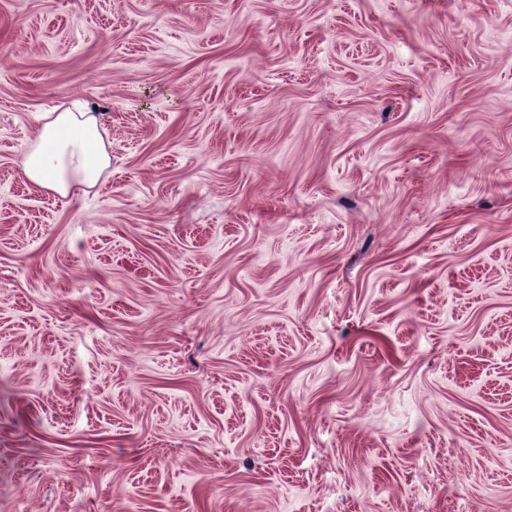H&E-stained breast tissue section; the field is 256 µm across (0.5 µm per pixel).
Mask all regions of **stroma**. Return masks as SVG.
I'll list each match as a JSON object with an SVG mask.
<instances>
[{"label":"stroma","mask_w":512,"mask_h":512,"mask_svg":"<svg viewBox=\"0 0 512 512\" xmlns=\"http://www.w3.org/2000/svg\"><path fill=\"white\" fill-rule=\"evenodd\" d=\"M0 512H512V0H0ZM101 126V114L90 109L47 112L21 162L23 175L61 196L74 186H95L112 159Z\"/></svg>","instance_id":"1"}]
</instances>
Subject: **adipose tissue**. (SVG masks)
I'll return each mask as SVG.
<instances>
[{"mask_svg": "<svg viewBox=\"0 0 512 512\" xmlns=\"http://www.w3.org/2000/svg\"><path fill=\"white\" fill-rule=\"evenodd\" d=\"M101 126V114L89 109L46 113L21 162L25 178L62 196L95 186L111 166Z\"/></svg>", "mask_w": 512, "mask_h": 512, "instance_id": "ef3b65f1", "label": "adipose tissue"}]
</instances>
